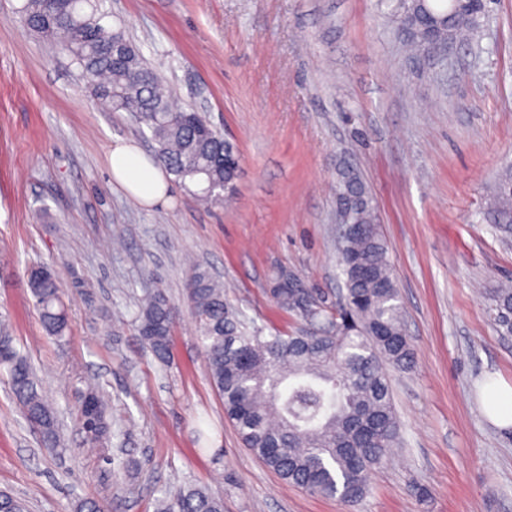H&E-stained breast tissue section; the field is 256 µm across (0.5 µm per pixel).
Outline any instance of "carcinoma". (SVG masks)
I'll return each instance as SVG.
<instances>
[{"mask_svg":"<svg viewBox=\"0 0 512 512\" xmlns=\"http://www.w3.org/2000/svg\"><path fill=\"white\" fill-rule=\"evenodd\" d=\"M401 9L418 46L454 40L480 17L452 16L450 6L430 0H401ZM104 18L101 0H28L23 15L29 30L57 40L72 57L97 100L114 111H138L157 164L181 180L205 183L202 199H219L237 177L234 144L204 113L173 105L158 72L121 28L104 24ZM336 203L360 226L340 260L345 294L332 307L313 291L312 303L301 309L285 271L278 272L273 295L302 319L293 333L264 336L248 330L223 285L199 267L188 279L185 297L199 322L211 384L244 447L287 483L353 505L368 493L372 471L397 438L390 372L409 369L414 351L388 245L357 173L340 174ZM487 218L504 236L512 234V169L500 174ZM28 282L46 332L63 337L69 318L57 279L37 267ZM490 300L498 335L511 337L512 286L491 289ZM175 313L164 294L154 293L141 299L135 316L141 341L163 364L170 359ZM0 369L26 420L46 442L59 445L57 412L9 336H0ZM88 394L94 411L81 409L83 429L96 446L111 434L112 423L100 391L91 388ZM159 512H224V499L204 487H183L161 499Z\"/></svg>","mask_w":512,"mask_h":512,"instance_id":"1","label":"carcinoma"}]
</instances>
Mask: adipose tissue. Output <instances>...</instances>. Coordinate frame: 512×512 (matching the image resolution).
Instances as JSON below:
<instances>
[{
	"label": "adipose tissue",
	"mask_w": 512,
	"mask_h": 512,
	"mask_svg": "<svg viewBox=\"0 0 512 512\" xmlns=\"http://www.w3.org/2000/svg\"><path fill=\"white\" fill-rule=\"evenodd\" d=\"M112 179L125 191L145 203L163 199L167 183L161 170L145 153L126 140H116L109 152Z\"/></svg>",
	"instance_id": "obj_1"
}]
</instances>
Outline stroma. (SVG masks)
<instances>
[{
  "label": "stroma",
  "mask_w": 512,
  "mask_h": 512,
  "mask_svg": "<svg viewBox=\"0 0 512 512\" xmlns=\"http://www.w3.org/2000/svg\"><path fill=\"white\" fill-rule=\"evenodd\" d=\"M21 4L0 0V328L58 409L63 443L44 442L0 371V491L27 512H73L80 497L158 512L188 485L224 512H512V430L484 405L488 382L512 384V338L489 315L512 242L484 218L512 165V0H490L474 42L415 56L394 0H103L177 104L236 145L233 197L207 207L199 183L171 174L152 205L113 183V140L150 155L148 130L97 101ZM347 165L372 197L415 353L391 377L399 440L352 507L244 448L184 301L197 266L266 335L300 325L271 295L279 270L335 301ZM39 265L62 290L61 338L34 306ZM156 291L177 307L165 365L134 324ZM92 386L118 431L93 453L78 413Z\"/></svg>",
  "instance_id": "1"
}]
</instances>
